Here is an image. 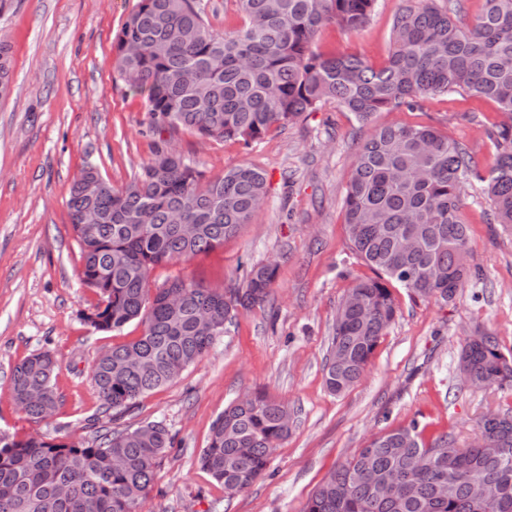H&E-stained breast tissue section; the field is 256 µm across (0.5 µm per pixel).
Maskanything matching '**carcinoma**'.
Masks as SVG:
<instances>
[{
    "instance_id": "1",
    "label": "carcinoma",
    "mask_w": 512,
    "mask_h": 512,
    "mask_svg": "<svg viewBox=\"0 0 512 512\" xmlns=\"http://www.w3.org/2000/svg\"><path fill=\"white\" fill-rule=\"evenodd\" d=\"M378 0H236L242 25L212 28L203 0H139L113 46L114 69L143 95L149 128L158 136L151 158L133 180L115 188L86 163L67 205L79 245L80 280L99 296L84 320L98 331L132 321L142 335L95 362L92 381L105 413L125 411L145 394L175 381L203 358L242 312L264 305L277 265L245 270L242 285L222 291L181 276L149 288L151 272L186 262L224 244L266 202V177L249 165L204 182L164 134L186 130L202 140L249 147L273 127L332 102L364 124L384 111L413 107L427 95L463 92L496 102L502 122L492 133L494 164L479 160L426 126L381 125L357 149L345 187L346 230L352 249L375 271L336 309L323 371L327 389L357 384L395 321L390 285L442 304L471 276L465 257L468 225L461 197L475 182L493 204L494 220L512 229V0H486L466 23L455 0H420L392 22L384 66L346 53H325L317 35L329 24L363 28ZM13 81L10 44L0 40V97ZM94 224L84 223L86 212ZM196 224L188 237L182 225ZM411 239L412 248L403 242ZM466 341L459 371L476 386L512 392V352L490 332ZM57 359L33 354L12 369L17 406L36 421L58 409ZM288 406L263 393L224 408L199 464L230 495L247 490L290 432ZM414 418L369 440L331 470L302 512H512V408L485 414L479 443L448 466L446 431L424 438ZM172 437L161 422L133 430L98 431L89 442L53 441L0 431V512H142L156 465ZM399 478L405 487L388 492ZM498 496L487 500L480 487Z\"/></svg>"
}]
</instances>
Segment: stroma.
<instances>
[{
	"instance_id": "stroma-1",
	"label": "stroma",
	"mask_w": 512,
	"mask_h": 512,
	"mask_svg": "<svg viewBox=\"0 0 512 512\" xmlns=\"http://www.w3.org/2000/svg\"><path fill=\"white\" fill-rule=\"evenodd\" d=\"M415 2L379 0L362 30L325 27L318 45L381 67L391 51L394 16ZM137 4L15 0L0 15V36L14 60L11 90L0 98V430L89 441L105 426L123 431L163 423L174 444L159 461L143 512H300L337 463L373 434L414 418L427 423L428 434L451 431L467 445L484 413L512 404L508 394L465 387L457 368L465 336L477 330L494 332L502 350L512 351V235L493 223L480 184L462 196L466 264L473 273L464 288L442 305L393 285L399 311L365 376L335 395L323 375L336 308L355 280L373 275L351 249L344 224L356 143L379 125H422L491 165L495 148L486 132L502 114L490 100L458 93L426 97L414 110L379 113L367 124L329 103L248 148L176 133L177 150L205 179L240 164L262 170L267 201L223 247L154 269L150 288L177 275L234 288L244 268L268 261L278 264L276 279L268 303L239 315L175 382L145 394L125 414L103 413L92 367L112 346L140 336L142 326L134 321L99 332L84 321L98 297L79 280L67 200L85 163L120 188L151 155L144 99L113 69V45ZM46 349L59 361L62 402L53 418L34 423L15 404L11 373ZM249 391L286 404L291 431L265 476L231 497L198 458L217 417Z\"/></svg>"
}]
</instances>
